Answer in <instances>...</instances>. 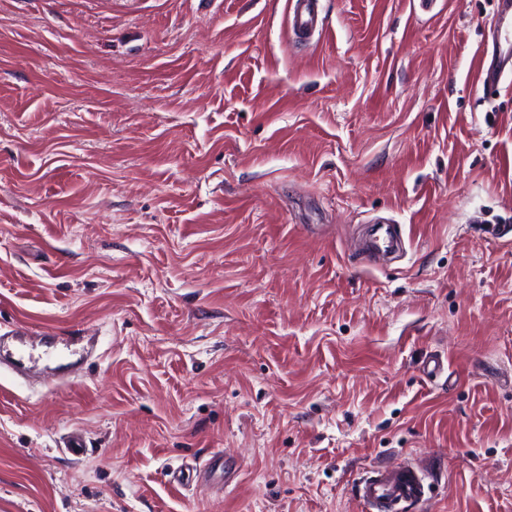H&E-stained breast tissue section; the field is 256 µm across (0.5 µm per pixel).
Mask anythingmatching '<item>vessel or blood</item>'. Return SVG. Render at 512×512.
Masks as SVG:
<instances>
[{"mask_svg":"<svg viewBox=\"0 0 512 512\" xmlns=\"http://www.w3.org/2000/svg\"><path fill=\"white\" fill-rule=\"evenodd\" d=\"M497 26L491 32L490 60L481 69L483 82L495 83L512 75V0H498ZM290 30L309 40L322 31L319 0H292ZM426 484L411 465L381 471L358 487V496L373 512H395L396 507L423 502Z\"/></svg>","mask_w":512,"mask_h":512,"instance_id":"b4317fda","label":"vessel or blood"}]
</instances>
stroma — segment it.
I'll return each mask as SVG.
<instances>
[{
	"label": "stroma",
	"mask_w": 512,
	"mask_h": 512,
	"mask_svg": "<svg viewBox=\"0 0 512 512\" xmlns=\"http://www.w3.org/2000/svg\"><path fill=\"white\" fill-rule=\"evenodd\" d=\"M289 2L0 0V512H512L496 0ZM290 30L297 39L310 40L322 31L319 0H292ZM363 504L377 512L401 510L405 505L425 500L426 484L422 473L412 465L381 471L358 485ZM400 506L399 508H396Z\"/></svg>",
	"instance_id": "obj_1"
}]
</instances>
